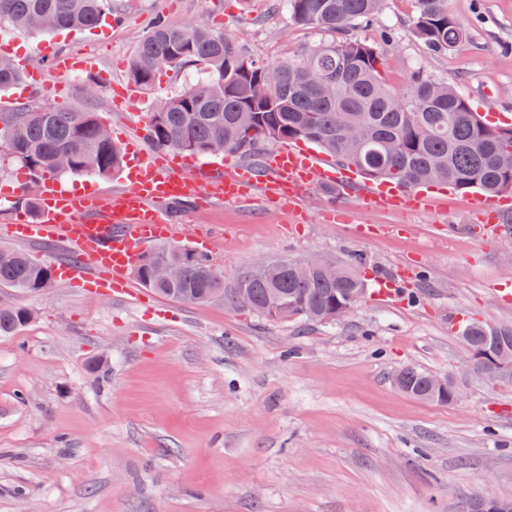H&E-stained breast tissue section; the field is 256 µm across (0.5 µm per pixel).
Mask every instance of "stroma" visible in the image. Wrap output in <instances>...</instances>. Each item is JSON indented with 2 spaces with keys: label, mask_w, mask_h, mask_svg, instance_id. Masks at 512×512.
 <instances>
[{
  "label": "stroma",
  "mask_w": 512,
  "mask_h": 512,
  "mask_svg": "<svg viewBox=\"0 0 512 512\" xmlns=\"http://www.w3.org/2000/svg\"><path fill=\"white\" fill-rule=\"evenodd\" d=\"M109 31L0 33L20 67L46 72L37 103L97 112L114 142L136 138L153 107L196 77L161 72L135 101L136 41L154 18L194 20L241 37L274 62L317 42L282 0H112ZM465 39L443 54L416 37V0L348 26L378 47L382 76L399 88L413 73L451 83L491 123L512 127V0H448ZM88 57L96 95L52 72L45 47ZM473 193L434 194L426 211L355 210L320 219L314 188L296 209L259 195L185 207L164 247L208 241L233 287L276 257L358 260L367 294L329 323L274 321L227 305L185 304L128 277L102 298L63 281L39 295L0 287V304L33 319L0 336V512H461L474 492L512 498V385L473 376L455 316L512 327V222L498 242L472 228ZM394 281L375 301L376 280ZM104 358L107 381L88 369ZM415 367L449 375L462 397L446 405L409 397L393 377Z\"/></svg>",
  "instance_id": "1"
}]
</instances>
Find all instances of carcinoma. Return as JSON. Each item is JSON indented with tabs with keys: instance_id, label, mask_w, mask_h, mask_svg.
<instances>
[{
	"instance_id": "carcinoma-1",
	"label": "carcinoma",
	"mask_w": 512,
	"mask_h": 512,
	"mask_svg": "<svg viewBox=\"0 0 512 512\" xmlns=\"http://www.w3.org/2000/svg\"><path fill=\"white\" fill-rule=\"evenodd\" d=\"M288 18L329 35L305 52L265 63L237 38L203 23L173 26L158 20L137 44L129 79L150 87L168 68L198 66L207 78L157 104L149 119L156 145L196 156L219 141L246 158L267 143L307 140L370 181L400 186L447 185L487 197L512 195V127L493 126L473 111L456 87L418 73L400 90L381 76L377 47L341 36L349 24L379 15L385 0H284ZM414 32L435 52L446 53L465 37L463 22L448 0H417ZM112 14V0H0V27L20 34L82 30ZM25 73L0 54V92L20 84ZM0 144L31 180L120 170L121 147L104 133L97 113L62 112L45 106L0 112ZM178 266V278L154 276L153 257ZM295 260L265 262L235 287L212 270L207 258L185 248H163L138 257L135 278L155 293L188 303L227 300L245 289L256 311L280 320L333 321L355 305L365 283L354 263L342 262L339 277L321 266L305 273ZM54 272L22 249L0 246V286L22 294L52 287ZM33 318L23 305L0 307V336L16 334ZM465 344L481 348V323L464 328ZM397 387L413 398L452 404L455 381L431 389V374L418 368L398 373Z\"/></svg>"
}]
</instances>
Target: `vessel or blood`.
I'll return each instance as SVG.
<instances>
[{"instance_id": "obj_1", "label": "vessel or blood", "mask_w": 512, "mask_h": 512, "mask_svg": "<svg viewBox=\"0 0 512 512\" xmlns=\"http://www.w3.org/2000/svg\"><path fill=\"white\" fill-rule=\"evenodd\" d=\"M51 60L64 76L96 67L93 60L57 52ZM125 161L131 185L107 197L76 194L59 180H46L40 222L28 221L22 209H15L10 226L13 236L62 245L68 255L57 266L63 280L90 290L110 287L115 293H125L127 273L139 249L166 235L177 207L203 197L197 180L187 171L189 158L155 148L146 130H139ZM346 177V172L315 151L288 143L261 151L251 164L225 172L214 182L212 194L234 201L249 189L262 193L268 203L283 205L293 203L303 189L335 187ZM356 199L370 209L419 208L429 197L387 182H367ZM504 205L501 199L478 203L481 227L491 239H498L502 231Z\"/></svg>"}]
</instances>
